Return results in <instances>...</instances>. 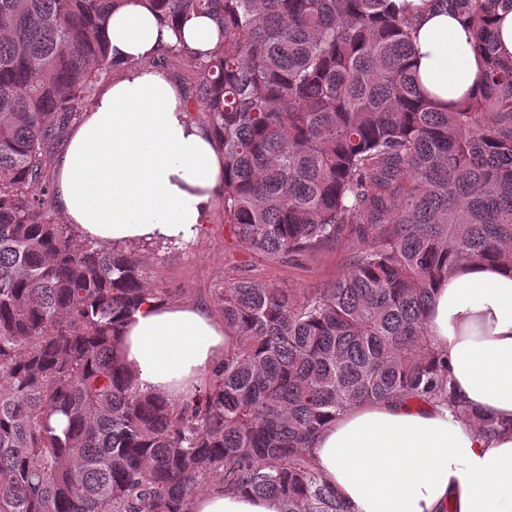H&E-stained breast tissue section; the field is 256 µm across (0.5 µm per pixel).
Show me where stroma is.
Returning a JSON list of instances; mask_svg holds the SVG:
<instances>
[{"mask_svg":"<svg viewBox=\"0 0 512 512\" xmlns=\"http://www.w3.org/2000/svg\"><path fill=\"white\" fill-rule=\"evenodd\" d=\"M351 253L350 244L342 243L296 264L263 261L230 241L219 207L190 247L147 244L139 251L150 284L161 291L165 302H196L215 315L220 312L217 298L227 270L303 294L334 280Z\"/></svg>","mask_w":512,"mask_h":512,"instance_id":"stroma-1","label":"stroma"}]
</instances>
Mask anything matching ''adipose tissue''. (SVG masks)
Here are the masks:
<instances>
[{
  "instance_id": "adipose-tissue-1",
  "label": "adipose tissue",
  "mask_w": 512,
  "mask_h": 512,
  "mask_svg": "<svg viewBox=\"0 0 512 512\" xmlns=\"http://www.w3.org/2000/svg\"><path fill=\"white\" fill-rule=\"evenodd\" d=\"M411 2L419 85L452 103L478 86L484 58L468 24L436 0ZM106 36L118 70L52 160L54 206L81 237L104 244L192 241L224 196V154L210 126L192 119L182 87L148 61L180 44L207 55L219 28L197 14L171 25L127 0ZM428 327L454 395L512 419V277L471 265L435 291ZM235 344L204 307L150 302L127 320L121 357L142 392L175 401ZM311 456L349 512H512V433L482 436L445 404L350 408L318 433ZM192 508L281 512L276 498L219 490L198 494Z\"/></svg>"
}]
</instances>
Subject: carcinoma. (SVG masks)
<instances>
[{
    "label": "carcinoma",
    "mask_w": 512,
    "mask_h": 512,
    "mask_svg": "<svg viewBox=\"0 0 512 512\" xmlns=\"http://www.w3.org/2000/svg\"><path fill=\"white\" fill-rule=\"evenodd\" d=\"M125 0H0V512H191L221 488L282 512H347L309 453L345 409L457 401L427 315L474 262L512 273V60L494 18L512 0H440L474 28L483 85L447 109L409 63L395 0H141L164 21L212 16L195 100L224 152V223L288 264L346 238L348 268L297 294L229 277L238 342L175 403L136 386L124 321L162 301L132 251L56 221L47 152L112 77L105 23Z\"/></svg>",
    "instance_id": "cac0c4a2"
}]
</instances>
